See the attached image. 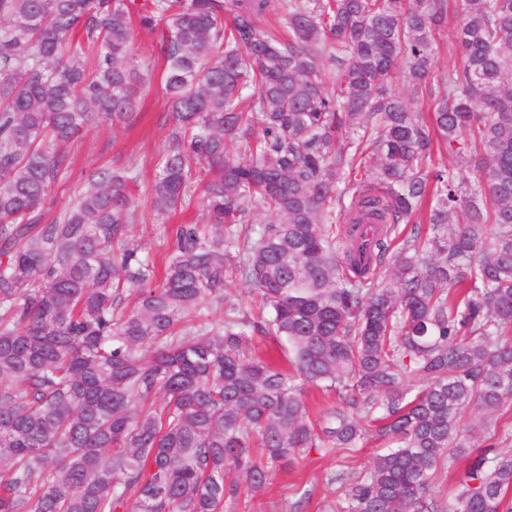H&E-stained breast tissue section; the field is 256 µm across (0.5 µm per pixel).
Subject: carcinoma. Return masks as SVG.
Segmentation results:
<instances>
[{
    "label": "carcinoma",
    "mask_w": 512,
    "mask_h": 512,
    "mask_svg": "<svg viewBox=\"0 0 512 512\" xmlns=\"http://www.w3.org/2000/svg\"><path fill=\"white\" fill-rule=\"evenodd\" d=\"M447 4L0 0V512H224L227 474L258 492L370 435L391 446L326 476L327 512H512L507 431L468 457L453 504L429 494L470 447L468 411L512 408V0H465L440 93ZM274 9L286 38L261 27ZM136 26L161 31L174 119L146 195L207 212L173 231L160 276L125 243L134 168L46 206L73 168L64 144L131 116ZM398 68L431 124L390 87ZM436 146L477 162L474 183L430 169ZM348 195L384 226L363 271L336 230ZM233 275L260 317L229 305L187 325ZM255 334L285 340L292 371ZM307 385L338 396L321 423Z\"/></svg>",
    "instance_id": "cac0c4a2"
}]
</instances>
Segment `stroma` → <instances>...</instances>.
I'll list each match as a JSON object with an SVG mask.
<instances>
[{"instance_id": "1", "label": "stroma", "mask_w": 512, "mask_h": 512, "mask_svg": "<svg viewBox=\"0 0 512 512\" xmlns=\"http://www.w3.org/2000/svg\"><path fill=\"white\" fill-rule=\"evenodd\" d=\"M450 2L447 22L437 35L438 55L432 82L439 88L443 87L448 76V64L454 57L455 33L463 18V0ZM133 54L137 62L151 63L152 70L146 75L147 86L132 118L112 126L91 125L71 144L70 149L76 154L74 173L70 180L61 183L52 192L50 201L54 208L71 203L85 175L103 165H132L140 175V185L152 181L156 158L173 125L171 117L164 110L165 100L160 84L162 63L157 58L155 33L136 29ZM137 203L128 240L159 259L169 254L170 242L166 229L170 224L183 220L197 224L206 221L205 212L199 205L182 215L168 218L154 212L145 197H138ZM383 451V445L370 438L364 440L351 457L341 451L324 457L310 454L293 467L276 470L264 490L256 493L242 491L238 499L227 503L226 512H284L285 504L294 499V486L298 483L304 484L310 492L309 500L302 504L299 512H319L324 504L330 503L335 497L333 487L328 486L325 480L328 473L347 468H369Z\"/></svg>"}]
</instances>
